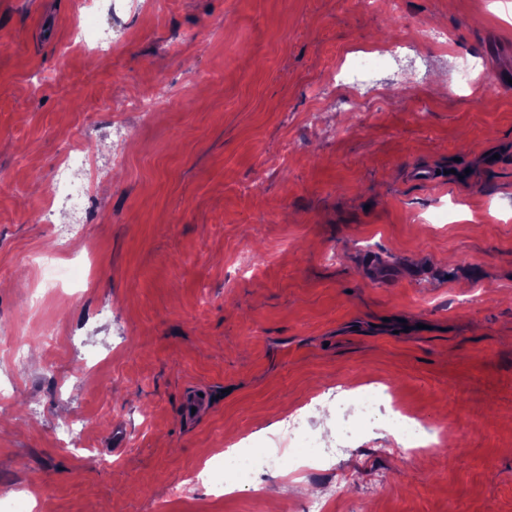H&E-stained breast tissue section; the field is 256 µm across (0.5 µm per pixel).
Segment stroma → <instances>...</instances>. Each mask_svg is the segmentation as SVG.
I'll use <instances>...</instances> for the list:
<instances>
[{
    "instance_id": "35a3bbf8",
    "label": "stroma",
    "mask_w": 512,
    "mask_h": 512,
    "mask_svg": "<svg viewBox=\"0 0 512 512\" xmlns=\"http://www.w3.org/2000/svg\"><path fill=\"white\" fill-rule=\"evenodd\" d=\"M86 3L0 0V324L58 337L19 367L0 353V487H41L39 512H309L331 492V512H512V0H101L97 55L77 44ZM405 35L414 72L376 62L361 108L326 84L349 48ZM160 83L181 94L126 113L104 223L53 251L39 212L62 143L103 155L113 103ZM72 263L84 281L51 286ZM369 379L445 452L376 422L331 478L171 498L228 441L264 445L314 393ZM195 389L210 407L189 421ZM70 418L79 452L53 438Z\"/></svg>"
}]
</instances>
